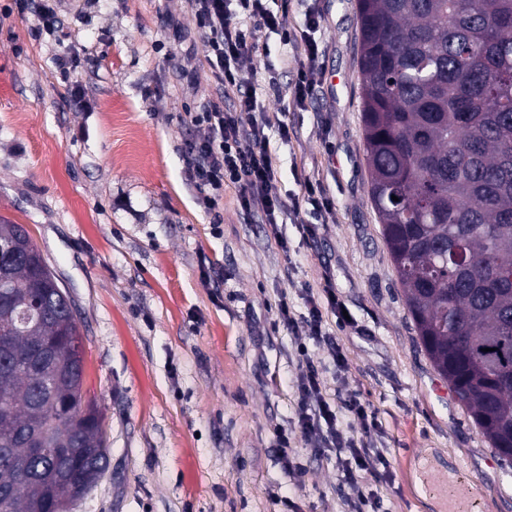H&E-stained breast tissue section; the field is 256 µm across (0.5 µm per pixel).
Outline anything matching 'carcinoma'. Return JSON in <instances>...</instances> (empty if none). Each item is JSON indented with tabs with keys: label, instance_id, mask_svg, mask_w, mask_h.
<instances>
[{
	"label": "carcinoma",
	"instance_id": "carcinoma-1",
	"mask_svg": "<svg viewBox=\"0 0 512 512\" xmlns=\"http://www.w3.org/2000/svg\"><path fill=\"white\" fill-rule=\"evenodd\" d=\"M363 136L369 196L382 224L406 308L434 368L465 406L504 467H512V0H357ZM397 200H392V197ZM0 270L17 298L55 295L50 265L21 224H0ZM81 336L55 312L32 317L0 346V512H48L82 495L47 485L63 464L47 452L15 479L3 466L26 449L15 437L38 413L46 380L75 406L84 375L66 366L15 364L39 336ZM51 427V444L74 441L101 469L108 449L98 409Z\"/></svg>",
	"mask_w": 512,
	"mask_h": 512
}]
</instances>
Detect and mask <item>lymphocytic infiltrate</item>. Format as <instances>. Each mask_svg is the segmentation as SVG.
<instances>
[{"label":"lymphocytic infiltrate","instance_id":"lymphocytic-infiltrate-1","mask_svg":"<svg viewBox=\"0 0 512 512\" xmlns=\"http://www.w3.org/2000/svg\"><path fill=\"white\" fill-rule=\"evenodd\" d=\"M197 25L204 34L206 60L222 90L237 94L233 111L205 110L190 115L193 123L207 126V137L188 142L186 155L189 178L203 191L204 203L223 195L225 188L238 191L241 206L262 201L267 223H277L285 205L270 190L277 168L269 150V114L259 106L254 92L248 91L249 75L240 61L247 55L265 53L266 47L254 36V27L278 32L291 40L282 15L267 5V0H190ZM249 19V27L232 23L235 15ZM297 356L305 370L298 385L297 426L301 437L313 434L322 438V453L334 454L347 483L358 489L359 504H367L362 493L369 478L377 476L386 460L373 451L364 439L348 436L336 423V411L325 397L319 370L298 347Z\"/></svg>","mask_w":512,"mask_h":512}]
</instances>
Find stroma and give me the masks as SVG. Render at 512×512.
<instances>
[{
	"instance_id": "1",
	"label": "stroma",
	"mask_w": 512,
	"mask_h": 512,
	"mask_svg": "<svg viewBox=\"0 0 512 512\" xmlns=\"http://www.w3.org/2000/svg\"><path fill=\"white\" fill-rule=\"evenodd\" d=\"M287 7L294 42L257 29L267 53L242 62L274 123L272 192L286 206L275 228L231 188L204 208L187 179L185 144L208 133L188 115L222 100L186 0H59L54 35L0 0V219L25 226L69 290L109 448L70 512H345L356 490L314 455L318 437L294 433L300 343L348 435L361 429L345 401L378 416L369 443L391 468L371 485L381 512H446L422 476L462 472L482 512H512V472L420 347L368 197L356 0ZM309 181L329 213L295 208ZM327 281L341 310L325 311L315 337L307 299ZM281 430L302 470L279 461Z\"/></svg>"
}]
</instances>
